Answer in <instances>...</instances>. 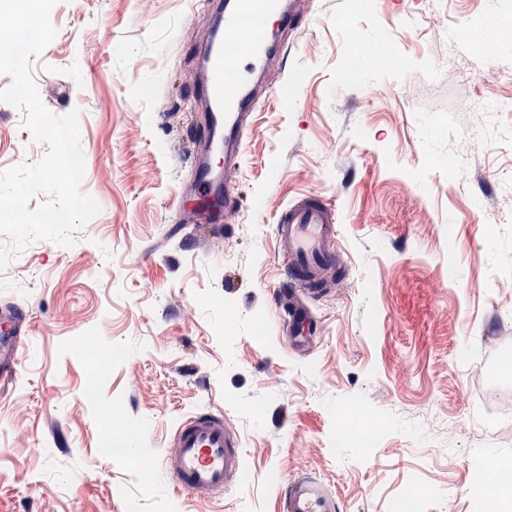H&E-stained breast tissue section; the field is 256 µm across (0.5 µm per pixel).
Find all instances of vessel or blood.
<instances>
[{
	"instance_id": "vessel-or-blood-1",
	"label": "vessel or blood",
	"mask_w": 512,
	"mask_h": 512,
	"mask_svg": "<svg viewBox=\"0 0 512 512\" xmlns=\"http://www.w3.org/2000/svg\"><path fill=\"white\" fill-rule=\"evenodd\" d=\"M296 0H219L207 35L198 81L205 134L193 151L194 207L208 214L218 194H231L240 167L247 116L257 102L255 75L269 58L284 53L285 32L299 28ZM336 218L318 196H303L282 208L274 235L281 269L292 284L279 314L291 342L305 341L312 313L301 289L324 287V271L336 262ZM29 324L25 313L0 311V389H9ZM158 466L175 490L200 499L237 484L245 469L239 439L223 416L199 412L184 418L163 449ZM286 512H343L331 485L313 473L287 481Z\"/></svg>"
}]
</instances>
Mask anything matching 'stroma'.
<instances>
[{"label": "stroma", "instance_id": "obj_1", "mask_svg": "<svg viewBox=\"0 0 512 512\" xmlns=\"http://www.w3.org/2000/svg\"><path fill=\"white\" fill-rule=\"evenodd\" d=\"M488 6L301 0L215 238L176 210L204 134L209 0H59L30 70L49 110H78L80 190L101 212L73 248L36 240L0 271V306L31 327L0 398V512H281L279 485L304 472L346 512H394L407 488L419 512H498L476 475L512 457V381L493 375L512 350V25ZM378 31L387 57L356 64ZM23 119L0 101L2 168L46 151ZM302 194L334 206L341 267L296 352L275 324L273 233ZM200 411L248 462L201 501L136 467ZM344 414L372 440L337 447ZM111 435L131 457L106 455Z\"/></svg>", "mask_w": 512, "mask_h": 512}]
</instances>
